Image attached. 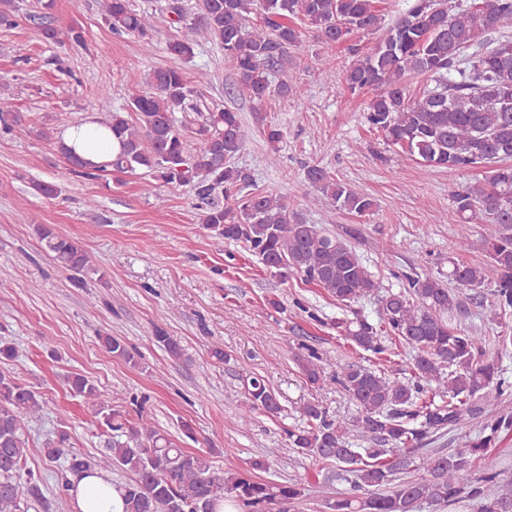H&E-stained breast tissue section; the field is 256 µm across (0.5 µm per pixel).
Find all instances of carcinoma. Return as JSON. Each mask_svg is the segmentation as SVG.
I'll use <instances>...</instances> for the list:
<instances>
[{"instance_id":"carcinoma-1","label":"carcinoma","mask_w":512,"mask_h":512,"mask_svg":"<svg viewBox=\"0 0 512 512\" xmlns=\"http://www.w3.org/2000/svg\"><path fill=\"white\" fill-rule=\"evenodd\" d=\"M475 2L477 6L459 12L448 0H409L387 26L373 0H196L192 14L182 0H170L169 13L180 36L168 42L167 50L191 59L197 47L218 45L239 77L240 91L260 105L273 93L286 97L297 91L291 77L275 86L269 79L300 41L293 20L309 23L327 44L342 43L355 30L383 31L367 52L357 44L348 47L355 60L344 74L347 87L374 92L366 122L410 160L428 167L486 168L483 183L464 186L452 198L461 221L496 226L485 247L498 272L494 307L505 311L512 309V37L493 41L488 33L512 29V0ZM53 6V0H44L42 11L26 15V21L49 42L84 45L81 29L53 25ZM101 10L112 32L153 39L154 15L135 9L131 0H102ZM252 13L259 22H249ZM18 19L12 0H0V27H14ZM409 74L428 77L431 86L410 94L405 83ZM210 79L203 68L192 77L171 67L149 71L143 86L130 92L126 108L104 106L99 123L112 130L119 145L112 160L90 168L62 145L67 162L78 164L70 172L93 178L108 169L122 185L124 175L139 171L148 195L165 185L187 187L216 247L241 242L265 268L285 277L297 273L345 305L378 290L347 243L305 223L279 192L250 190L251 175L231 164L250 142L239 113L218 105L200 112L193 104L198 87ZM177 112L183 114L180 122ZM255 119L272 153H279L283 129L265 122L259 111ZM22 130V115L12 111L7 86L1 85L0 133ZM189 133L201 141L195 152L187 148ZM306 179L331 208L358 216L372 212L374 203L367 195L325 168L307 167ZM37 231L62 268L76 275L92 269V256L81 244L44 225ZM448 263V280L471 291L484 286V267L451 257ZM381 304L376 325L358 315L335 324L353 350L370 352L380 363L377 369L352 362L343 367L340 382L358 416L349 424L308 404L303 407L306 425L287 430L288 447L336 463L337 477L353 487L354 494L327 501L330 512H416L424 502L444 507L465 498L479 502L480 512H512V482L498 483V473L491 469L480 477L468 473L470 458H484L499 434L512 430L511 414L492 415L462 450L419 456L429 438L486 412L509 388L496 360L486 355L483 338L449 323V315L464 312L459 296L443 280L417 273L403 276L400 289L384 295ZM392 338L416 352L407 382L385 367ZM100 340L113 357L133 361L120 338L106 335ZM153 340L169 356H182L179 342L165 329L155 327ZM65 382L74 395L97 407L115 440L101 456L86 459L66 448L70 435L63 431L46 444L45 456L51 462L65 459L76 473L116 468L129 474L112 484L122 512H227L229 507L234 512H288V505L302 496L293 482L247 472L226 476L207 456L179 448L151 420L142 415L129 419L113 409L88 378L75 374ZM244 397V420L256 411L273 417L281 412L260 375L247 379ZM42 408L39 392L0 373V512H29V500L42 495L39 477L24 469L29 427ZM352 429L374 441V447H348ZM413 465L423 474L407 476Z\"/></svg>"}]
</instances>
